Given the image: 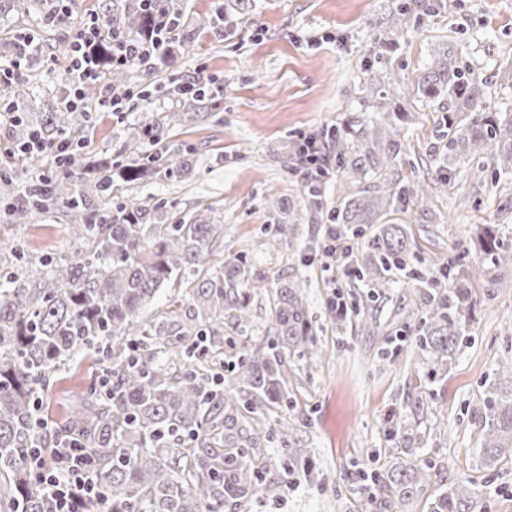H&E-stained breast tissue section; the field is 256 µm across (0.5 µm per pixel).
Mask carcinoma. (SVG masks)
Segmentation results:
<instances>
[{"label": "carcinoma", "mask_w": 512, "mask_h": 512, "mask_svg": "<svg viewBox=\"0 0 512 512\" xmlns=\"http://www.w3.org/2000/svg\"><path fill=\"white\" fill-rule=\"evenodd\" d=\"M175 21L164 53L167 62L189 51L194 37L182 29L183 4L166 0L151 13L137 0L121 5L113 24L131 37L150 30L161 16ZM97 60L112 87L138 89L137 105L149 112L156 97L194 103L201 114L224 110L220 87L192 81L155 86L134 85L143 65L114 69L112 42L100 40ZM478 73L456 64L451 47L420 73L414 92L448 102V117L438 133V155L451 163L462 155L483 159L478 171L512 176V118L501 122L490 110ZM93 116L58 108L42 115L35 129L21 131L23 141L36 131L46 140L64 135L71 147L83 145ZM344 125L328 135L330 155L341 169V182L372 173L387 176L400 144L383 142L369 127L349 137ZM188 149L175 156L135 153L126 161L88 157L84 186L103 199L101 210L68 228L71 238L88 247L65 264L40 260L51 275L30 279L14 271L0 273V512H46L47 500L32 466V449L43 444L35 401L55 374L77 354L110 362L93 379L82 408L64 431L80 438L94 478L110 503V512H238L256 493L265 472L308 475L313 461L290 442L288 427L263 426L262 417L288 401V354L303 357L315 344L297 280L281 282L274 295L275 338L266 347L241 354L235 383L224 387V312L240 325L249 322L247 298L239 292L250 275L244 256L230 265L214 261L221 225L199 218L186 223L151 224L160 208L151 200L112 204V191L140 184L160 166L169 175L192 168ZM28 195L14 204L15 221L24 223L59 202L76 209L82 194L57 180L31 183ZM428 194L420 181L388 180L356 193L345 192L334 223L343 233L374 227L368 246L357 258L355 274L390 282V275L410 267L412 245L393 215L403 205H421ZM486 264L466 275L454 262L421 280L411 306L422 314L414 353L430 371L442 374L463 342L471 314L472 280L497 282L512 268V248L503 246L489 226L480 228ZM174 292L167 310L149 321L144 308L163 288ZM498 385L484 400L481 451L494 460L512 448V361L500 365ZM277 441L266 452L261 441ZM435 465L425 461L408 468H384L364 476L383 512L425 497L426 512H473L472 482L433 481Z\"/></svg>", "instance_id": "carcinoma-1"}]
</instances>
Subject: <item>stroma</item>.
Here are the masks:
<instances>
[{"mask_svg":"<svg viewBox=\"0 0 512 512\" xmlns=\"http://www.w3.org/2000/svg\"><path fill=\"white\" fill-rule=\"evenodd\" d=\"M0 0V61L14 57L21 35L43 45L29 57L22 78H0V104L16 103L19 121L0 120V156L12 151L20 127L39 123L66 90L63 60L55 41L68 38L73 25L89 16L110 24L106 0H78L68 22L37 25L30 11L44 0ZM183 23L194 33L192 50L172 64L144 71L147 84L214 80L224 89V109L201 122L163 127L160 144L175 153L194 148L193 168L183 176L162 172L152 180L120 188L119 196L160 201L158 224L198 216L222 225L220 259L246 255L250 276L243 288L251 322L238 327L224 315V364L241 351L274 336L272 294L278 283L303 281L302 294L316 335L309 354L291 356V406L271 412L269 421L286 423L299 448L314 452L307 481H283L273 498L257 493L241 512H376L362 473L401 463L429 460L440 478L470 480L475 512H512V450L494 467L480 452L481 406L497 382L500 363L512 359V271L494 288L477 284L475 304L465 325L467 338L447 373L432 375L413 359L420 315L408 307L417 286L412 278L387 284L362 281L329 269L312 248L319 225L330 222L340 202L338 168H330L320 209L310 208L301 176L294 170L296 140L354 118L372 125L392 104L389 77L410 88L430 66L438 48L455 45L457 63L474 68L499 118L512 116V0H185ZM404 13L407 28L397 34L390 20ZM233 26L215 27L216 14ZM448 113L442 101L409 96L396 128L403 146L394 172L427 180L431 196L409 206L401 219L419 253L416 269L431 276L439 265L458 261L465 269L483 262L470 245L474 225H493L501 242L512 246V179L477 176L470 157L444 172L436 151V132ZM137 111L123 121L98 115L86 153L128 159L126 129L140 120ZM278 194L291 210L269 208ZM70 216L52 206L27 223H17L0 201V242L23 252L71 258L76 247L66 231ZM278 224L293 233L274 236ZM341 296L343 321L328 314ZM101 363L78 357L44 394L48 422L45 446L73 409L75 396Z\"/></svg>","mask_w":512,"mask_h":512,"instance_id":"1","label":"stroma"}]
</instances>
